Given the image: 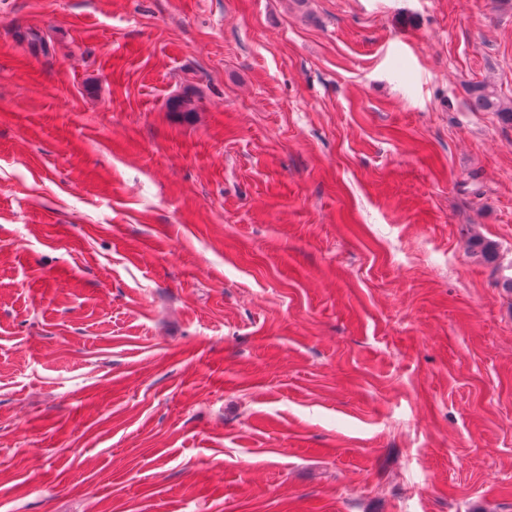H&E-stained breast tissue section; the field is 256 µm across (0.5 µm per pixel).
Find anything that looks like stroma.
I'll use <instances>...</instances> for the list:
<instances>
[{"mask_svg":"<svg viewBox=\"0 0 512 512\" xmlns=\"http://www.w3.org/2000/svg\"><path fill=\"white\" fill-rule=\"evenodd\" d=\"M476 82L512 0H0V512H512Z\"/></svg>","mask_w":512,"mask_h":512,"instance_id":"35a3bbf8","label":"stroma"}]
</instances>
